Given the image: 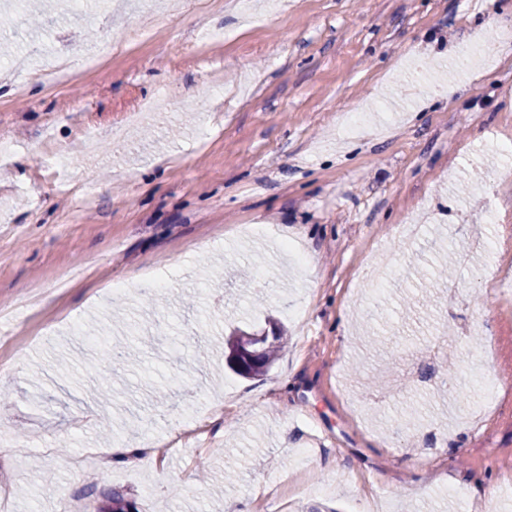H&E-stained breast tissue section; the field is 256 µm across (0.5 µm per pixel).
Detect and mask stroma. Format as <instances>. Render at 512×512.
I'll list each match as a JSON object with an SVG mask.
<instances>
[{
	"mask_svg": "<svg viewBox=\"0 0 512 512\" xmlns=\"http://www.w3.org/2000/svg\"><path fill=\"white\" fill-rule=\"evenodd\" d=\"M152 8L0 25V512H512V394L481 411L471 377L512 383V53L455 62L512 0ZM272 319L277 360L235 375L225 334ZM432 351L454 387L410 384ZM208 401L205 441L174 434ZM155 456L153 448L135 443L122 448H112V466L119 467L137 462L142 457Z\"/></svg>",
	"mask_w": 512,
	"mask_h": 512,
	"instance_id": "35a3bbf8",
	"label": "stroma"
}]
</instances>
